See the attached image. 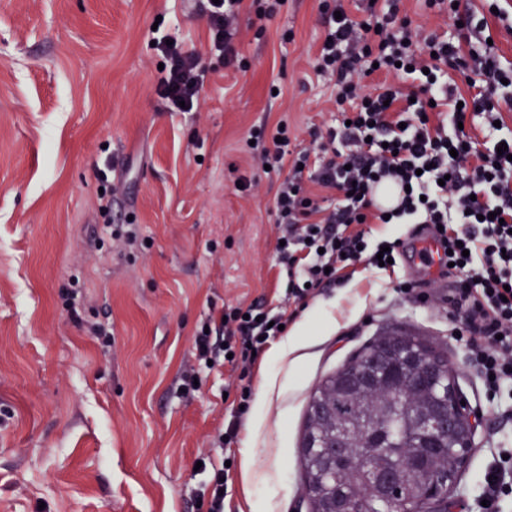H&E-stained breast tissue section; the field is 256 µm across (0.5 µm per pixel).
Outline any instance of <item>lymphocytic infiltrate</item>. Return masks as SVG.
<instances>
[{"instance_id":"1","label":"lymphocytic infiltrate","mask_w":512,"mask_h":512,"mask_svg":"<svg viewBox=\"0 0 512 512\" xmlns=\"http://www.w3.org/2000/svg\"><path fill=\"white\" fill-rule=\"evenodd\" d=\"M285 0H220L210 12V37L225 65L236 57V20L246 7L258 17L277 13ZM403 0H364L365 21L351 17L345 0L322 6L326 39L315 70L334 82L342 125L321 137L322 158L309 151L290 155L289 129H276L266 147V129H253L254 161L283 173L274 200L283 244L284 300L306 304L321 289L339 284L346 268L378 267V251L365 247L364 225L424 224L443 250L441 271H454L463 285L448 296L456 334H468L469 361L492 394L512 389V134L478 151L474 136L461 129L467 112L484 116L486 129L512 108V67L502 66L487 42L490 28L512 35V14L498 0H484L482 12L454 9L470 43L432 37L419 41L401 19ZM166 58L157 93L167 109L193 110L208 71L179 44L156 42ZM468 76L459 86L455 74ZM399 191L396 206L373 203L377 184ZM339 196L337 207L320 199ZM222 321L197 328L194 358L200 364L248 369L266 341L279 336L262 305L228 307ZM483 482L484 512H498L512 495V448L501 451Z\"/></svg>"}]
</instances>
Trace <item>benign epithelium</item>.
Listing matches in <instances>:
<instances>
[{"label": "benign epithelium", "mask_w": 512, "mask_h": 512, "mask_svg": "<svg viewBox=\"0 0 512 512\" xmlns=\"http://www.w3.org/2000/svg\"><path fill=\"white\" fill-rule=\"evenodd\" d=\"M361 410L359 418L328 417L324 411L314 418L327 417L328 432L309 440L324 464L323 478L338 470L340 460L357 447L364 434L388 409L399 405L398 394L419 404L412 424L421 436L419 450L405 453L401 461L384 468L364 469L357 481L365 486L368 497L395 504L413 487V475L430 462L442 460L446 478L433 480L420 488L423 497L433 501L452 489L456 476L464 469L474 437L482 420L472 409L453 369L441 362L435 351L421 356L404 336L390 335L382 350L370 356L355 375L342 380Z\"/></svg>", "instance_id": "obj_1"}]
</instances>
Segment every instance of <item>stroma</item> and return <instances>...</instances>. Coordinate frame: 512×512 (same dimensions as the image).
Here are the masks:
<instances>
[{
  "instance_id": "35a3bbf8",
  "label": "stroma",
  "mask_w": 512,
  "mask_h": 512,
  "mask_svg": "<svg viewBox=\"0 0 512 512\" xmlns=\"http://www.w3.org/2000/svg\"><path fill=\"white\" fill-rule=\"evenodd\" d=\"M321 8L285 0L269 19L242 13L240 65L228 68L211 50L209 0H0V512H197L203 454L231 463L224 512L250 499L261 512H308L298 446L309 396L394 329L447 356L483 422L452 493L456 512H478L482 475L512 448V392L486 395L443 303L461 278L413 268L414 225L364 227L369 245L402 242L394 268L361 264L306 307L279 303L281 176L252 167L247 141L283 115L305 146L339 123L333 83L313 72ZM406 11L422 35L460 36L423 0ZM161 32L212 72L196 111H167L155 92ZM107 160L119 192L104 212L96 169ZM127 222L137 245L112 238ZM404 281L417 282L413 295L398 293ZM257 301L286 335L304 331L298 361L263 351L246 376L205 369L183 395L199 324ZM94 323L111 324V346L88 336ZM264 374L277 387L248 476L242 440L213 439L253 420L234 395Z\"/></svg>"
}]
</instances>
